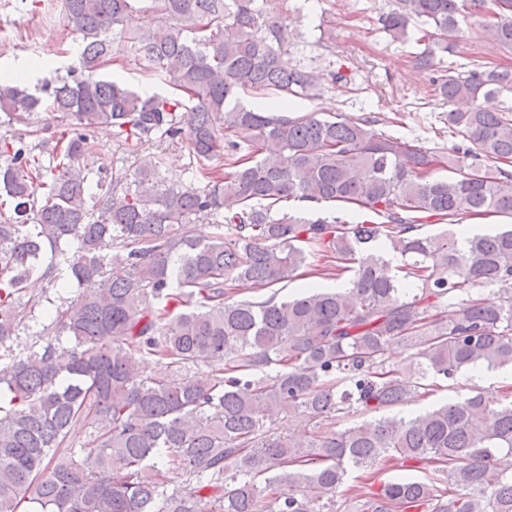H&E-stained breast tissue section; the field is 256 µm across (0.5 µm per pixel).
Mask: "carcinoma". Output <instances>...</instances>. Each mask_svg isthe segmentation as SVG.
Masks as SVG:
<instances>
[{
    "instance_id": "carcinoma-1",
    "label": "carcinoma",
    "mask_w": 512,
    "mask_h": 512,
    "mask_svg": "<svg viewBox=\"0 0 512 512\" xmlns=\"http://www.w3.org/2000/svg\"><path fill=\"white\" fill-rule=\"evenodd\" d=\"M134 11L155 24L131 47L143 68L165 71L171 94L98 76L113 53L108 33ZM479 13L482 35L512 49V0H396L380 21L397 40L421 20L446 49L459 18ZM65 17L81 38L72 80L0 81L9 121L30 125L42 93L65 120L46 163L0 140V207L13 206L0 223V512H196L206 491L214 512H512L511 389L385 415L477 366L512 368V228L420 233L460 215L512 219V106L485 105L512 91V70L476 64L436 81L448 130L464 142L450 157L370 116L242 106V92L286 101L321 90L319 74L281 65L288 14L264 0H65ZM98 127L133 149L180 136L198 161L227 157L233 171L202 167L200 184L180 186L154 167L133 180L114 171L95 199L80 159ZM226 197L239 207L221 212ZM291 198L383 221L272 213ZM200 214L221 217L231 237L195 235ZM72 241L74 254L41 277L73 281L79 294L59 298L56 335L41 349L14 354L26 282L40 255ZM325 254L347 288L226 297L230 279L269 288ZM395 343L412 350L405 367L389 363ZM149 357L173 373L143 374ZM199 360L210 370L179 374ZM349 413L375 418L335 429L330 419ZM282 415L315 419L316 431L275 436L267 424ZM77 426L94 429L78 451L65 447ZM166 459L185 464L191 491L165 490ZM394 461L434 468L342 490L349 470L370 476Z\"/></svg>"
}]
</instances>
